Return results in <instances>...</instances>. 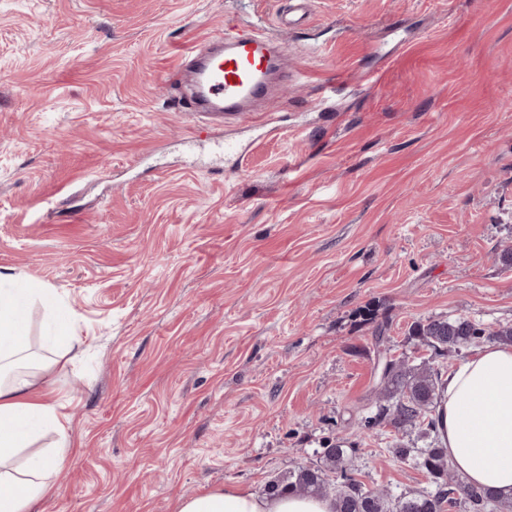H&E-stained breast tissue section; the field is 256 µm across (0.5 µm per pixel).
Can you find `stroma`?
I'll use <instances>...</instances> for the list:
<instances>
[{
	"instance_id": "1",
	"label": "stroma",
	"mask_w": 512,
	"mask_h": 512,
	"mask_svg": "<svg viewBox=\"0 0 512 512\" xmlns=\"http://www.w3.org/2000/svg\"><path fill=\"white\" fill-rule=\"evenodd\" d=\"M287 8L0 0V272L77 338L42 387L70 446L38 512L259 495L331 438L365 487L426 488L358 427L384 361L426 356L416 321L512 323V0H311L282 34ZM228 22L280 35L284 69L253 130L224 121L244 164L197 168L174 73Z\"/></svg>"
}]
</instances>
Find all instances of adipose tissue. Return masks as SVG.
I'll list each match as a JSON object with an SVG mask.
<instances>
[{"instance_id":"ef3b65f1","label":"adipose tissue","mask_w":512,"mask_h":512,"mask_svg":"<svg viewBox=\"0 0 512 512\" xmlns=\"http://www.w3.org/2000/svg\"><path fill=\"white\" fill-rule=\"evenodd\" d=\"M34 302L54 308L53 290L0 272V512H30L65 460L56 452L14 466L42 430L67 436L66 415L37 392L55 361L33 352L24 316ZM438 413L442 445L468 482L512 497V346H487L451 370ZM178 512H335V506L327 498L260 497L227 486L181 499Z\"/></svg>"}]
</instances>
